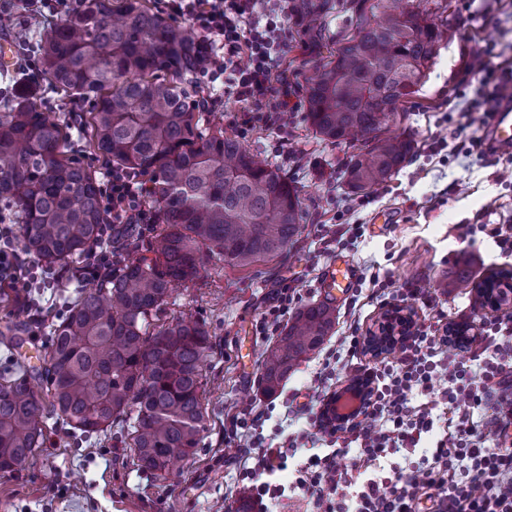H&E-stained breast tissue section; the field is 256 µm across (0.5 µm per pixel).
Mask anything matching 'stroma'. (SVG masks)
Wrapping results in <instances>:
<instances>
[{
	"label": "stroma",
	"instance_id": "1",
	"mask_svg": "<svg viewBox=\"0 0 512 512\" xmlns=\"http://www.w3.org/2000/svg\"><path fill=\"white\" fill-rule=\"evenodd\" d=\"M431 19L447 20L448 38L439 44L424 85L388 124V130L410 138L414 151L381 189L354 195L341 172L355 149L317 138L295 112L286 139L305 149L301 163L279 155L280 136L260 130L245 145L261 160L272 163L298 188L303 219L300 232L283 256L237 268L213 260L196 279L178 288L166 306L149 320V332L182 317L206 323L213 348L202 387L206 427L192 457L178 461L166 478L141 471L131 446V423L117 420L103 433L73 436L56 419L44 426L41 450L18 471L0 473V512H234L244 500L239 466L232 461L230 420L239 413L263 415V434L273 443L300 432L304 424L287 423L290 407L306 402L308 387L336 339L359 330L368 334L381 321L384 307L369 300L353 303L367 288L371 273L389 277L393 288L407 281L435 291L443 322H467L478 335L482 318L512 316V304L477 308L465 288L439 293L438 282L466 266L474 283L492 272L512 271V257H501L493 240L479 232L482 224L512 225V151L480 153L473 140L483 137L482 109L474 107L477 84L467 66L474 53L495 47L496 65L512 70V0H419ZM43 111L69 127V154L104 174L100 161L86 146L76 113L37 78ZM340 224L341 237H327L324 226ZM339 256L350 259L357 278L336 304L334 336L289 375L273 397L259 388L262 356L272 339L256 328L281 283L300 290L301 304L321 300L324 269ZM83 286L73 267H53L33 284L0 288V333L12 329L14 338L0 343V366L19 351L33 352L31 369L43 370L53 327L64 307ZM51 307L44 323L30 320L32 304ZM438 432L424 435L417 448L388 454L372 478L391 476L398 468L422 469Z\"/></svg>",
	"mask_w": 512,
	"mask_h": 512
}]
</instances>
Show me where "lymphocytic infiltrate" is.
Segmentation results:
<instances>
[{"mask_svg": "<svg viewBox=\"0 0 512 512\" xmlns=\"http://www.w3.org/2000/svg\"><path fill=\"white\" fill-rule=\"evenodd\" d=\"M170 16L189 21L202 34L203 62L198 79L207 92L224 81L243 109L233 124L239 137L259 129L287 130L292 89L288 84V0H166ZM477 77L486 112L512 100V76L496 75L489 53L480 52L470 67ZM148 191L140 175L115 167L104 174L101 204L107 215L102 240H111L127 224H151ZM29 265L17 248V231L0 215V283L25 277ZM448 333L415 323L400 340L395 360L360 366L369 393L356 420L339 424L322 407L329 388L314 386L296 416L305 418L306 441L331 438L332 449L311 456L295 479L317 512H512V318L481 325L473 364L451 358ZM448 375L439 397L416 405L414 389L430 390L435 373ZM447 406V419L437 409ZM443 423L423 474L398 469L392 476L358 483L340 461L357 445L361 468L377 465L388 453L418 445L423 434ZM235 453L252 503L278 499L285 487L271 478L288 468L297 441L264 447L246 418Z\"/></svg>", "mask_w": 512, "mask_h": 512, "instance_id": "1", "label": "lymphocytic infiltrate"}]
</instances>
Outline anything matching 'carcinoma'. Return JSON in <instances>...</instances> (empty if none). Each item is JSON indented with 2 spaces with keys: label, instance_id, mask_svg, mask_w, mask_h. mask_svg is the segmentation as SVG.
Masks as SVG:
<instances>
[{
  "label": "carcinoma",
  "instance_id": "1",
  "mask_svg": "<svg viewBox=\"0 0 512 512\" xmlns=\"http://www.w3.org/2000/svg\"><path fill=\"white\" fill-rule=\"evenodd\" d=\"M337 0H288V32L306 47L324 39ZM354 31L306 75L304 120L331 144L362 143L343 170L352 193L383 186L413 151L382 135L426 78L448 30L402 0L366 14L348 0ZM202 43L144 0H83L39 35L37 65L73 104L92 102L84 133L106 162L147 177L159 213L153 257L123 261L67 306L53 329L48 366L36 377L5 367L0 383V472H15L42 446L55 416L74 435L102 432L134 415L138 466L161 476L197 447L205 429L203 367L212 350L206 325L180 318L147 335L149 317L211 259L248 267L279 256L302 221L297 188L238 138L208 125L182 84L196 74ZM36 85L17 73L0 102V204L19 224L22 250L67 266L100 243L106 215L101 183L67 156V132L37 103ZM471 284L467 268L441 283ZM336 323L332 303L298 310L263 356L259 385L275 395L288 374L319 349Z\"/></svg>",
  "mask_w": 512,
  "mask_h": 512
}]
</instances>
